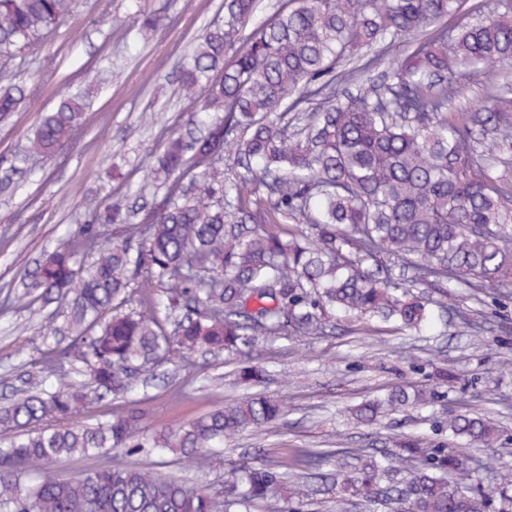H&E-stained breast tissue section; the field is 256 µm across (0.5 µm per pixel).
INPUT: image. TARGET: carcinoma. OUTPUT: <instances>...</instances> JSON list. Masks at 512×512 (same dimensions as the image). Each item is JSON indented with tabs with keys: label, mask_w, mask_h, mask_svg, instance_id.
<instances>
[{
	"label": "carcinoma",
	"mask_w": 512,
	"mask_h": 512,
	"mask_svg": "<svg viewBox=\"0 0 512 512\" xmlns=\"http://www.w3.org/2000/svg\"><path fill=\"white\" fill-rule=\"evenodd\" d=\"M71 0H0V121L31 97L10 62L39 43ZM257 0H224V20L193 44L181 89L205 85L204 137L174 132L144 180L164 190L160 209L129 221V194L85 202L87 223L45 250L18 298L70 301L71 336L34 359L47 377L82 367L88 380L31 387L0 406V512H303L288 470L316 469L325 448H294L292 464L232 465L224 494L191 488L144 466L18 475L61 458L104 450L168 451L211 467L224 445L285 415L277 396L254 394L175 430L146 433L131 408L96 425L82 416L100 398L125 397L132 377L176 353L252 347L289 328L320 333L340 313L423 329L435 314L411 288L473 293L512 286V89L497 87L448 111L457 80L512 66V0L470 20L464 0H282L245 30ZM383 81L342 100L382 61ZM87 105L64 96L27 139L29 156L79 147ZM242 166L228 181L198 158ZM159 289L158 294L149 289ZM434 390L396 386L353 409L372 424L387 411L425 404ZM448 434L489 445L498 429L478 415L448 417ZM399 481L373 455L338 492L374 512H488L467 458L407 440ZM289 485L288 501L279 492Z\"/></svg>",
	"instance_id": "carcinoma-1"
}]
</instances>
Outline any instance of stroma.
I'll return each instance as SVG.
<instances>
[{"label":"stroma","mask_w":512,"mask_h":512,"mask_svg":"<svg viewBox=\"0 0 512 512\" xmlns=\"http://www.w3.org/2000/svg\"><path fill=\"white\" fill-rule=\"evenodd\" d=\"M139 12L158 18L156 32L139 35ZM223 16V0H73L48 36L19 54L14 68L38 92L0 122V300L15 294L45 245L85 223L86 198L106 199L128 174L141 182L164 135L192 127L206 92L185 98L179 77L192 41ZM157 81L168 83V97H154ZM78 89L90 101L83 149L50 160L33 157L23 169H11L10 160L23 154L28 135L56 108L60 94ZM68 313L65 302L41 310L17 302L0 315V404L28 382L24 363L43 343L66 340ZM465 317L479 325L480 335L463 327ZM49 318L57 330L46 337L42 326ZM251 357L270 372L266 393L286 397L287 416L276 426L242 433L209 470L171 455L112 450L53 462L50 471L71 477L89 468L146 466L220 495L233 462L277 461L288 448H333L336 457L323 466L333 472L355 464L362 452L390 450L408 438L461 449L473 477L496 489L497 512H512L506 481L512 475V293L489 290L476 298L469 289L453 288L446 322L434 331L341 317L317 336L283 331L260 337ZM237 366L228 354L200 352L190 366L158 367V379L135 390L146 431L178 428L244 397L248 388L237 382ZM424 384L438 387L428 406L407 407L370 425L351 415L354 406L386 389ZM468 413L498 426L493 447L449 437V415Z\"/></svg>","instance_id":"1"}]
</instances>
